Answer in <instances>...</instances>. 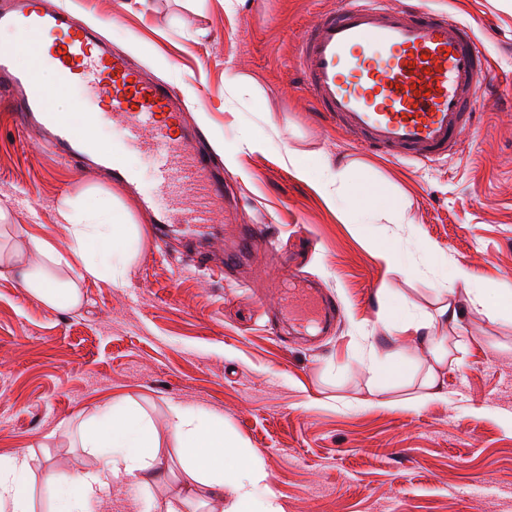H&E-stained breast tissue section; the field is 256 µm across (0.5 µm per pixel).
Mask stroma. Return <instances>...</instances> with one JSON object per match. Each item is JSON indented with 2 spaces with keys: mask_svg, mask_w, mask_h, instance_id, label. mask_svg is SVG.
<instances>
[{
  "mask_svg": "<svg viewBox=\"0 0 512 512\" xmlns=\"http://www.w3.org/2000/svg\"><path fill=\"white\" fill-rule=\"evenodd\" d=\"M338 0H43L69 9L112 51L170 83L224 169L223 218L199 234L170 225L157 241L141 196L156 186L150 158L124 128L100 125L93 149L123 153L136 191L93 167L77 170L38 128L20 130L0 100V205L26 237L65 244L62 196L90 206L108 196L141 229L139 249L114 285L81 283V303L51 310L19 279L0 276V455L30 458L37 512H48L45 472L96 468L77 432L106 404L152 420L162 472L148 487L113 491L95 512H155L198 489L179 463L171 404L223 417L224 432L257 459L283 512H512V7L506 0H421L474 25L498 86L483 99L482 129L447 161L371 154L330 127L297 68L298 36ZM250 76L259 91L240 94ZM266 140L239 149L243 136ZM313 157L296 177L283 155ZM349 183L383 187L398 220L373 223L331 209L314 187L338 167ZM263 224L234 271L241 227ZM389 245L392 271L376 253ZM455 265L470 283L447 287ZM314 286L342 314L325 335L292 329L274 292ZM487 290L486 306L472 302ZM446 303L458 323L438 328L453 348L439 396L409 405L431 363L390 321L403 305L426 317ZM399 368L375 377L364 362Z\"/></svg>",
  "mask_w": 512,
  "mask_h": 512,
  "instance_id": "35a3bbf8",
  "label": "stroma"
}]
</instances>
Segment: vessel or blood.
<instances>
[{
    "label": "vessel or blood",
    "instance_id": "1",
    "mask_svg": "<svg viewBox=\"0 0 512 512\" xmlns=\"http://www.w3.org/2000/svg\"><path fill=\"white\" fill-rule=\"evenodd\" d=\"M0 27L26 38V61L14 51L0 53V95L12 101L22 122L43 127L72 161L96 159L113 180L132 184L121 156L92 153L90 125L73 124L51 109L39 73L54 67L59 90L78 86L97 101L93 122L123 123L127 145L152 157L158 192L141 204L157 222L193 231L209 224L224 183L172 87L133 70L67 10L45 9L40 0H0ZM297 61L329 125L369 150L412 160L447 158L478 130L481 99L495 78L469 24L412 0H340L337 10L299 36ZM280 304L290 322L319 333L332 329L339 315L335 301L317 288L285 289Z\"/></svg>",
    "mask_w": 512,
    "mask_h": 512
}]
</instances>
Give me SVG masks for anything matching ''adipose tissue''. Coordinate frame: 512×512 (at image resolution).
Masks as SVG:
<instances>
[{
	"label": "adipose tissue",
	"mask_w": 512,
	"mask_h": 512,
	"mask_svg": "<svg viewBox=\"0 0 512 512\" xmlns=\"http://www.w3.org/2000/svg\"><path fill=\"white\" fill-rule=\"evenodd\" d=\"M320 195L331 205H345L359 213L362 220L374 215L372 193L346 183L345 170L317 185ZM58 215L69 234L67 252H59L50 243L27 240V248L35 251L38 263L26 261L22 253L10 258L11 268L31 295L46 307L59 310L76 306L81 301L79 284L84 280L111 281L129 265L140 237L129 212L120 202L93 209L81 200L62 198ZM65 266L71 271L68 280L54 279L50 266ZM459 317L452 304L438 308L434 318L417 317L410 307H403L393 329L413 333L432 349L434 364L420 382V392L412 397V406H422L437 395L442 384L440 365L448 359V339L434 335V322H453ZM176 421L172 437L181 450L180 463L203 489L218 503L219 512H282L273 495L264 493L263 473L251 454L240 449L224 435V424L218 418L182 406L173 409ZM81 447L93 450L102 458L94 470H76L60 475L47 473L44 480L53 486V512H93L95 505L112 493L116 484L144 486L154 479L155 456L152 449L156 434L150 418L143 412L104 406L79 431ZM0 512H35L31 469L25 452L0 455Z\"/></svg>",
	"instance_id": "obj_1"
}]
</instances>
